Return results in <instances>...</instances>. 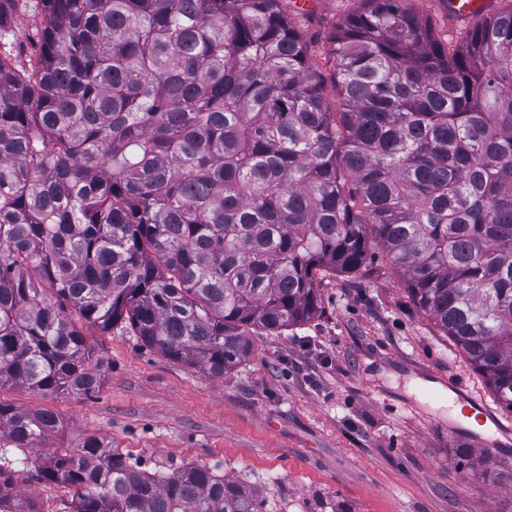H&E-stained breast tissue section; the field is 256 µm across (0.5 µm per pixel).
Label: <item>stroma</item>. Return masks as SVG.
I'll list each match as a JSON object with an SVG mask.
<instances>
[{
  "instance_id": "1",
  "label": "stroma",
  "mask_w": 512,
  "mask_h": 512,
  "mask_svg": "<svg viewBox=\"0 0 512 512\" xmlns=\"http://www.w3.org/2000/svg\"><path fill=\"white\" fill-rule=\"evenodd\" d=\"M440 42L476 25L448 0H409ZM361 0H315L297 18L309 56L334 71L330 37ZM359 272L318 277L321 307L281 332L260 331L251 356L216 376L143 344L123 325L86 340L99 360L90 395L43 396L13 387L0 399L48 409L62 424L47 453L93 435L136 469L170 473L195 465L266 500L267 512H512V413L478 447L490 470L459 468L462 414L448 383L486 406L493 398L447 336L415 305L380 247ZM23 494L41 512H72L73 491L26 476Z\"/></svg>"
}]
</instances>
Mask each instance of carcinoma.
Listing matches in <instances>:
<instances>
[{
    "label": "carcinoma",
    "instance_id": "cac0c4a2",
    "mask_svg": "<svg viewBox=\"0 0 512 512\" xmlns=\"http://www.w3.org/2000/svg\"><path fill=\"white\" fill-rule=\"evenodd\" d=\"M364 2L331 38L333 109L281 0H0V389H98L84 330L119 323L222 375L372 240L512 412V5L452 45ZM60 425L0 399V512H38L18 464ZM36 473L73 512H263L96 436Z\"/></svg>",
    "mask_w": 512,
    "mask_h": 512
}]
</instances>
